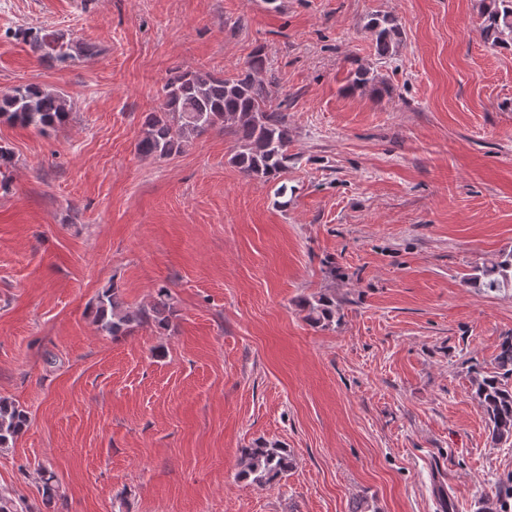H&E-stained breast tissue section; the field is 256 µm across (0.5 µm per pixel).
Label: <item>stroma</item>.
I'll use <instances>...</instances> for the list:
<instances>
[{"label": "stroma", "instance_id": "35a3bbf8", "mask_svg": "<svg viewBox=\"0 0 512 512\" xmlns=\"http://www.w3.org/2000/svg\"><path fill=\"white\" fill-rule=\"evenodd\" d=\"M403 27L378 59L365 27ZM93 57L40 58L16 32ZM264 46L295 162L244 175L220 130L166 159L136 143L176 71L227 76ZM387 94L352 88L355 65ZM69 103L47 133L0 120V398L28 430L0 450V489L62 512H482L512 474L470 372L512 335V288L477 269L512 251V47L477 0H0V93ZM285 194H278V187ZM118 287L169 330L112 339L93 320ZM336 301L329 328L303 299ZM279 443V481L239 451ZM240 474L251 483L269 485L293 466L290 453L276 442L256 441L241 449ZM54 476L49 474L48 477L43 476L41 505L37 508L38 512H58L63 505L62 494L59 485L54 483ZM62 501L61 503H59ZM61 504V506H59Z\"/></svg>", "mask_w": 512, "mask_h": 512}]
</instances>
